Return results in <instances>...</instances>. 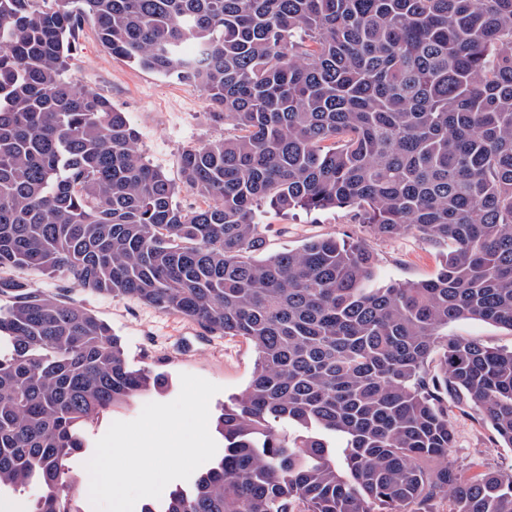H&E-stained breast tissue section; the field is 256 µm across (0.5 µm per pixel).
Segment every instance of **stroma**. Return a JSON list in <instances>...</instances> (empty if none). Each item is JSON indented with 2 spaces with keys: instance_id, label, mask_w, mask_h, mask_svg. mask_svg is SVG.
I'll return each instance as SVG.
<instances>
[{
  "instance_id": "35a3bbf8",
  "label": "stroma",
  "mask_w": 512,
  "mask_h": 512,
  "mask_svg": "<svg viewBox=\"0 0 512 512\" xmlns=\"http://www.w3.org/2000/svg\"><path fill=\"white\" fill-rule=\"evenodd\" d=\"M68 76L75 85L107 97L113 106L126 113L138 132L140 152L173 182L181 180L180 156L185 149L235 132L232 123L211 121L207 98L195 84L112 56L99 42L92 22H84L75 34ZM260 233L267 256L300 248L312 238L365 240L374 252L373 284L378 288L429 279L442 261L441 250L416 234L376 238L367 225L358 223L349 208L294 211L287 215L268 209L261 214ZM11 274L31 287L61 292L65 300L92 310L120 337L129 367L148 368L168 378L166 391L134 399L125 408L105 411L85 423L80 430L84 449L72 460L74 470L83 468L86 458L94 453L96 441L112 422L134 420L146 402L173 401L180 392L181 374H193L219 385V393L209 404L214 417L253 375L257 354L243 339L214 336L192 320L161 313L128 298L67 288L62 281L25 268L12 269ZM447 333L512 349V330L493 323L459 320L449 323ZM448 421L455 435V458L466 473H512V448L499 445L492 429L481 422L474 409L449 404Z\"/></svg>"
}]
</instances>
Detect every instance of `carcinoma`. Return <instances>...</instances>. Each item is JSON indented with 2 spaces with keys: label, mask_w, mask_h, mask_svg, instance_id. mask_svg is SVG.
I'll return each instance as SVG.
<instances>
[{
  "label": "carcinoma",
  "mask_w": 512,
  "mask_h": 512,
  "mask_svg": "<svg viewBox=\"0 0 512 512\" xmlns=\"http://www.w3.org/2000/svg\"><path fill=\"white\" fill-rule=\"evenodd\" d=\"M93 21L112 55L192 81L236 134L176 185L124 112L67 76ZM355 210L379 238L451 244L428 280L375 288L364 242L258 260L259 208ZM27 268L250 341L224 457L142 512H512V473L465 476L448 399L512 448V0H0V498L78 512L80 427L164 388L91 310ZM448 336H455L465 339H474L485 345L512 349V332L501 325L478 321L459 320L448 324V328L441 331Z\"/></svg>",
  "instance_id": "obj_1"
}]
</instances>
